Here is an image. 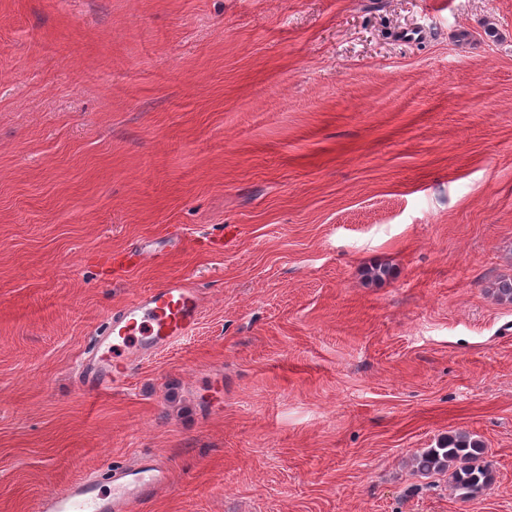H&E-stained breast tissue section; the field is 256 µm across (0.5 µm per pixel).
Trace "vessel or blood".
Masks as SVG:
<instances>
[{
    "mask_svg": "<svg viewBox=\"0 0 512 512\" xmlns=\"http://www.w3.org/2000/svg\"><path fill=\"white\" fill-rule=\"evenodd\" d=\"M200 313L198 292L183 279L113 310L81 359L82 387L92 394L115 388L137 359L187 335ZM104 480L110 485L106 494L100 487ZM167 483V466L144 455L135 463L113 467L107 476L87 474L43 498L36 512H141Z\"/></svg>",
    "mask_w": 512,
    "mask_h": 512,
    "instance_id": "b4317fda",
    "label": "vessel or blood"
}]
</instances>
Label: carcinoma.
Instances as JSON below:
<instances>
[{
	"label": "carcinoma",
	"mask_w": 512,
	"mask_h": 512,
	"mask_svg": "<svg viewBox=\"0 0 512 512\" xmlns=\"http://www.w3.org/2000/svg\"><path fill=\"white\" fill-rule=\"evenodd\" d=\"M485 452L484 445L467 434L450 436L419 453L415 471L423 476L450 472L454 493L470 500L483 494L493 481L492 470L483 462Z\"/></svg>",
	"instance_id": "cac0c4a2"
}]
</instances>
